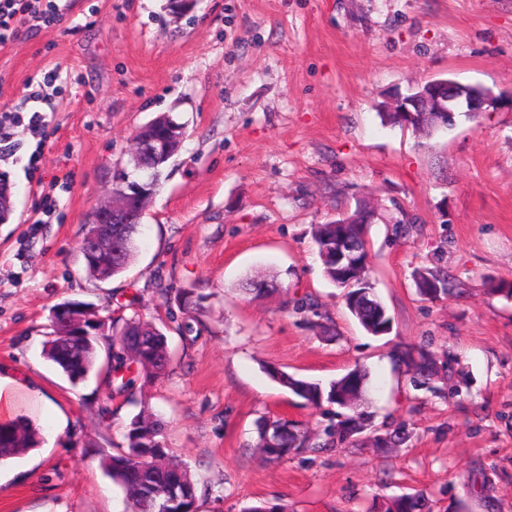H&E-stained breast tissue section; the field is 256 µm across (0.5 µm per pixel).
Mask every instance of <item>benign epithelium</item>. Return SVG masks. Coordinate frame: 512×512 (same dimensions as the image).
Instances as JSON below:
<instances>
[{"label": "benign epithelium", "instance_id": "7a95c632", "mask_svg": "<svg viewBox=\"0 0 512 512\" xmlns=\"http://www.w3.org/2000/svg\"><path fill=\"white\" fill-rule=\"evenodd\" d=\"M400 117H411L416 112H427L442 125L454 124L457 108L464 105L466 112L475 116L481 112H512V87L501 90L491 97L465 98L454 84L446 79H429L417 87L409 97L396 95L391 98ZM169 115L161 114L156 122L138 127L132 135L130 151L131 167L117 165L112 168V186L107 189L104 200L95 203L91 209L90 223L94 229L85 233L80 249L90 258L112 256V225L137 224L152 199L157 174L154 166L159 161L175 155L184 138V126L176 121H168ZM367 239L363 232L357 239L340 237L336 239L334 260L339 273L351 272L358 266L357 260L363 255L360 242ZM105 323L108 318L93 313L79 303L63 305L52 312V325L61 322L75 327L83 326L85 320ZM362 391L355 395L340 397V406L353 409L356 415L339 427L346 438L370 431L366 439L379 448L392 445L386 434L372 427L370 413L358 410Z\"/></svg>", "mask_w": 512, "mask_h": 512}]
</instances>
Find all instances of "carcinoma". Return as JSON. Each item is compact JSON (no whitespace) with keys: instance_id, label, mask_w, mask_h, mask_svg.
<instances>
[{"instance_id":"1","label":"carcinoma","mask_w":512,"mask_h":512,"mask_svg":"<svg viewBox=\"0 0 512 512\" xmlns=\"http://www.w3.org/2000/svg\"><path fill=\"white\" fill-rule=\"evenodd\" d=\"M137 224L112 225V266H100L86 262V271L94 281L109 280L123 274L129 267L136 251L135 235ZM312 239L323 265V272L331 284H336L334 265L326 256L330 254V244L336 240V225L326 221L313 227ZM415 288L426 281H436L441 286V297L447 298L454 294L455 284L448 274L437 268L422 267L414 270ZM158 293L164 303L176 300L188 313L194 310L196 303L191 301L186 290L160 287ZM297 310L310 313L316 317L312 326L324 335L333 337L336 331L331 319L319 314L317 305L312 299H304L297 305ZM386 310L383 302H378L377 309L357 311L353 316L366 333L374 336L379 328L386 323L380 318ZM106 345L112 351L106 366L107 387L112 393H125L140 377L143 382L150 383L158 378L170 358V352L163 329L153 321H144L138 314L129 318H118L108 323V328L100 329L96 324L91 336L78 338L65 327H56L48 333L44 342V355L74 385L85 380L95 368L98 349ZM392 362L398 368L405 367L406 372H418L414 385L423 387L428 384L429 375L439 369L434 354L426 350L417 352L401 351L392 355ZM273 381L304 399L307 403L320 407L323 403H336V395L345 391L347 384L339 378L323 388L320 384L296 378L284 371L268 370ZM270 423L282 433V444L278 448L266 447L265 424ZM288 425L290 421L283 419L261 418L256 422L258 444L265 457L279 460L289 455V449L296 448L300 452L309 447L307 436L292 443L288 441ZM39 430L33 425L19 420L13 423H0V460H7L22 454L40 444ZM162 428L150 414L141 410L129 422L125 433L126 446L115 454L102 455L104 472L124 489L132 506V512H155V495L174 492L186 496L187 500L179 501L181 512H197V487L189 470L173 472L169 465L172 462L170 449L161 445ZM425 499L420 496L402 495L385 506V512H423Z\"/></svg>"}]
</instances>
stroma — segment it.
I'll use <instances>...</instances> for the list:
<instances>
[{
  "mask_svg": "<svg viewBox=\"0 0 512 512\" xmlns=\"http://www.w3.org/2000/svg\"><path fill=\"white\" fill-rule=\"evenodd\" d=\"M166 3L69 0L62 24L0 46V106L24 107L49 70L60 86L43 141L16 130V155L0 159L14 201L0 223V375L43 397L26 413L39 447L0 463V512H129L100 460L144 407L197 479L198 512H367L403 494L429 512H512V298L501 293L512 285V112L460 113L428 137L377 113L390 91L429 78L512 87V0H197L178 19ZM161 113L186 137L136 256L123 275L89 280L91 207L133 131ZM360 198L379 211L370 278L393 323L380 337L325 279L311 237ZM406 215L418 222L396 235ZM422 266L444 268L458 295L421 299L411 274ZM258 273L281 292L246 294ZM161 283L193 290L197 311L162 304ZM305 296L333 339L294 311ZM69 301L162 319L165 375L124 396L97 376L71 384L43 354L52 311ZM419 346L449 368L431 392L391 361ZM358 365L374 425L407 424L410 440L264 460L259 418L314 438L328 422L268 368L325 385Z\"/></svg>",
  "mask_w": 512,
  "mask_h": 512,
  "instance_id": "35a3bbf8",
  "label": "stroma"
}]
</instances>
